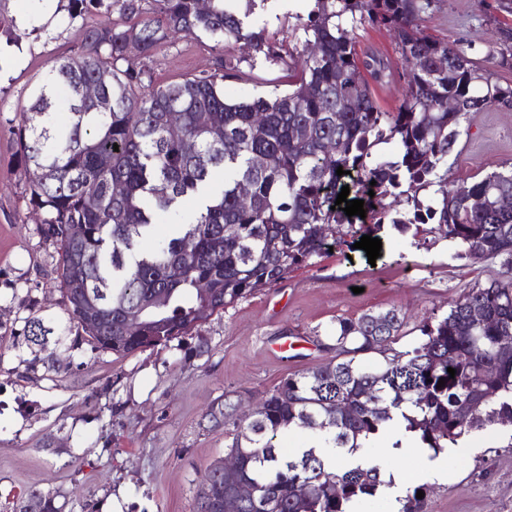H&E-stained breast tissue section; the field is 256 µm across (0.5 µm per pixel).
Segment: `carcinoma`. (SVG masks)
<instances>
[{
	"instance_id": "obj_1",
	"label": "carcinoma",
	"mask_w": 512,
	"mask_h": 512,
	"mask_svg": "<svg viewBox=\"0 0 512 512\" xmlns=\"http://www.w3.org/2000/svg\"><path fill=\"white\" fill-rule=\"evenodd\" d=\"M199 2L58 0L69 20L82 18V38L51 61L12 129L28 173L25 195L56 245L69 314L98 347L118 355L187 333L333 242L375 235L388 197L413 206V217L393 226L430 224L459 258L502 259L504 279L472 289L422 324L408 348H394L404 324L394 307L338 317L324 336L336 360L289 374L249 420L227 402L210 412L216 425L232 424L229 455L237 465L234 473L209 470L205 480L226 497L237 480L253 490L234 512H360L390 486L383 460L363 455L379 432L402 420L437 453L474 428L512 418V358L495 355L500 341H512V204L499 205L512 198V168L455 185L443 170L466 114L512 112V83L419 28L435 0H314L301 23L306 50L287 60L267 26L250 20L256 0H209L205 10ZM365 26L393 32L405 67L393 111L378 105L371 87L390 62L356 49ZM181 33L213 42V68L156 86L154 58ZM498 35L500 64L512 69V28ZM132 43L139 65L125 67ZM237 43L254 62L282 63L288 93L228 101L224 81L241 71L226 52ZM103 71L109 82L84 97L82 88ZM60 85L70 92L65 122L52 111ZM450 98L457 102L451 112ZM175 107L182 121L173 131ZM391 140L394 158L372 157L374 146ZM213 168L224 169L218 185L209 178ZM346 185L369 206L370 224L354 223L346 203L335 204ZM430 187L426 205L419 191ZM187 197L196 200L189 214ZM162 216L172 232L140 250ZM71 224L83 227L80 238L67 234ZM291 431L307 432L341 463L327 467L314 447L282 454L280 438ZM14 512L62 507L34 493Z\"/></svg>"
}]
</instances>
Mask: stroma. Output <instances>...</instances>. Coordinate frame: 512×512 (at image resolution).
Masks as SVG:
<instances>
[{"mask_svg": "<svg viewBox=\"0 0 512 512\" xmlns=\"http://www.w3.org/2000/svg\"><path fill=\"white\" fill-rule=\"evenodd\" d=\"M33 6V0H0V15L14 21L18 37L14 43L0 38V512H13L34 492L53 494L63 512H110L116 500L122 512H194L208 467L226 457L230 442L226 427L210 422L212 407L234 402L246 416L283 377L333 360L316 337L337 317L397 308L406 346L423 321L499 278L500 260L453 258L429 225L416 235L387 225L378 233L376 261L347 242L168 343L123 357L96 348L68 314L56 249L40 213L26 202V174L14 156L11 128L29 106L30 89L52 58L81 40L79 22L63 12L45 34L18 25ZM313 6L314 0H266L256 14L283 52L296 54L302 50L297 25ZM420 26L512 82L492 37L497 27H512V0H438ZM359 47L392 56L374 93L382 108H397L404 78L391 31L365 27ZM232 55L244 77L225 82L226 98L288 91L282 65L249 64L241 44ZM211 67L208 43L182 34L157 54L154 82ZM460 129L448 157L449 183L512 168V112H472ZM31 317L47 328L44 341L26 336ZM53 360L58 369L50 368ZM439 458L452 472L443 483L429 477ZM384 461L390 469L410 468L415 485H429L423 512H512V422L471 432L436 458L388 455Z\"/></svg>", "mask_w": 512, "mask_h": 512, "instance_id": "1", "label": "stroma"}]
</instances>
